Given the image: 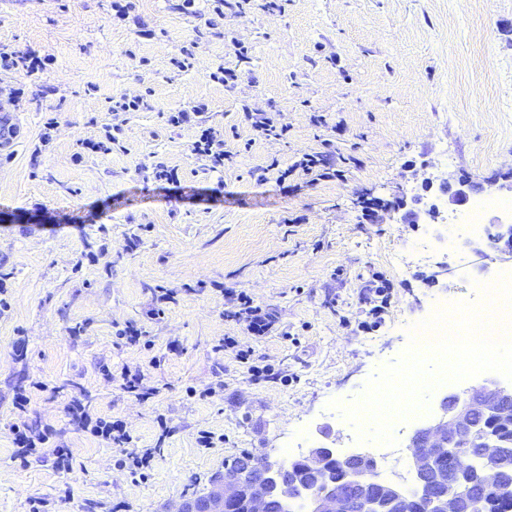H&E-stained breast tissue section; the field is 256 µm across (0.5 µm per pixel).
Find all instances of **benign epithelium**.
Masks as SVG:
<instances>
[{
  "mask_svg": "<svg viewBox=\"0 0 512 512\" xmlns=\"http://www.w3.org/2000/svg\"><path fill=\"white\" fill-rule=\"evenodd\" d=\"M477 186L469 181L448 186L449 200L465 203ZM494 240L500 244L503 258L512 261V224L496 225ZM512 384L502 382L495 375L461 393L452 389L440 400L439 412L416 433L429 440L431 450L415 451L409 465L416 476L418 490L428 485L433 491L429 497L428 512H482V500L474 496L462 500L459 484L448 475L446 461L461 456L462 449L449 440V436L472 426V420L481 418L512 417ZM336 458L342 472V482L353 495L336 491L327 461ZM478 457L483 461L482 488L488 492H512V477L505 475L512 467V447H504L493 432L484 434L483 448ZM303 467L296 475L285 476L284 463L272 455L263 458L261 470L251 462L238 463V479L219 480L201 498L181 499L171 512H224V505L236 500L247 503L248 512H271L272 504L284 503L302 493L311 497L310 512H395L404 488L395 482L376 484L371 476H379L383 461L367 450L348 454H335L327 446L312 447L301 456Z\"/></svg>",
  "mask_w": 512,
  "mask_h": 512,
  "instance_id": "benign-epithelium-1",
  "label": "benign epithelium"
}]
</instances>
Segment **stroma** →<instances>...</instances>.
<instances>
[{
	"mask_svg": "<svg viewBox=\"0 0 512 512\" xmlns=\"http://www.w3.org/2000/svg\"><path fill=\"white\" fill-rule=\"evenodd\" d=\"M132 4L118 22L112 0H0V46L53 59L33 77L0 73V108L17 127L0 152V261L15 271L0 282V512H28L33 496L55 512L119 503L164 512L187 490L205 492L241 453L304 431L347 447L352 423L332 402L362 396L399 360L412 326L438 307L479 302L481 285L507 267L488 250L507 220L495 209L484 211L483 232L459 236L447 273L433 260L403 276L390 258L428 230L402 222V210L439 201L449 221L462 214L445 201V183L467 179L512 204L503 189L512 182V0H286L281 13L252 0L210 28L178 0ZM237 41L247 58L236 57ZM185 47L197 63L181 71L173 60ZM219 65L239 71L234 91L209 80ZM12 87L19 100H9ZM123 94L148 95L150 109L113 116L110 101ZM197 102L229 152L215 172L192 152L196 125L169 121ZM248 109L287 126L286 137H255ZM115 121L119 147L81 152ZM327 139L343 177L295 176L283 189L281 172ZM160 162L181 189L156 179ZM376 281L391 288L378 317L361 297ZM226 290L277 310L254 343L277 380L252 383L232 355L214 352L224 336L252 343L224 316ZM130 323L150 346L115 344ZM18 340L21 361L11 353ZM105 365L142 369L160 397L137 400L104 379ZM34 380L43 386L26 419L72 450L70 474L14 458L13 395ZM83 395L92 415L124 420L136 448L159 447L148 478L117 469L120 450L70 421L65 406ZM202 430L213 447L198 444Z\"/></svg>",
	"mask_w": 512,
	"mask_h": 512,
	"instance_id": "obj_1",
	"label": "stroma"
}]
</instances>
